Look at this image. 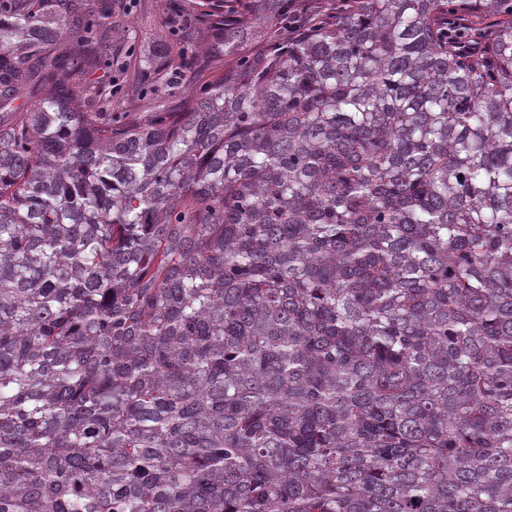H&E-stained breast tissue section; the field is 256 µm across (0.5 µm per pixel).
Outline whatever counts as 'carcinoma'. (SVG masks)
Instances as JSON below:
<instances>
[{
	"instance_id": "obj_1",
	"label": "carcinoma",
	"mask_w": 512,
	"mask_h": 512,
	"mask_svg": "<svg viewBox=\"0 0 512 512\" xmlns=\"http://www.w3.org/2000/svg\"><path fill=\"white\" fill-rule=\"evenodd\" d=\"M288 2L0 0V512H512V0ZM166 3V0L137 1L134 4L136 6L126 17L128 25L136 31L139 51H151L157 44L172 37Z\"/></svg>"
}]
</instances>
